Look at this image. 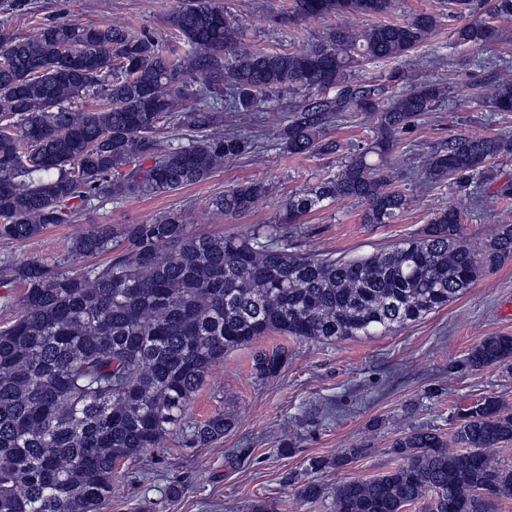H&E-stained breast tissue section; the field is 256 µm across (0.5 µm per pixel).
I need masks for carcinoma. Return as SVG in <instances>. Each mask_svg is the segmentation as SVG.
<instances>
[{
    "label": "carcinoma",
    "instance_id": "1",
    "mask_svg": "<svg viewBox=\"0 0 512 512\" xmlns=\"http://www.w3.org/2000/svg\"><path fill=\"white\" fill-rule=\"evenodd\" d=\"M437 12L367 29L331 28L295 51L244 42L222 0H182L165 20L167 50L155 33L112 23L41 17L32 0H0V12L31 24L26 36L0 34V240L23 243L67 224L94 203L153 197L212 177L251 152L252 140L224 132V113L258 124L268 99L300 89L277 145L291 155L335 153L323 132L348 112L377 117L332 177L289 195L278 224L245 238L192 232L182 212L149 224H92L75 235V268L3 259L4 280L23 288L16 318L0 326V512H99L112 496L115 466L156 448L185 425L194 394L224 354L270 331L307 339L386 334L459 298L484 269L512 258V224L478 245L463 240L461 215L434 214L420 232L368 256L315 258L291 250L281 225L338 199L364 205L366 224H391L407 199L392 187L387 158L396 138L447 97L445 86L357 84L365 62L411 59L443 20L455 45L501 40L494 19L512 0H441ZM391 0H290L278 21L379 15ZM336 89L333 96L327 95ZM512 112V72L496 68L465 102ZM186 143L160 140L165 126ZM512 155V134L451 137L427 156L434 182L489 191L494 160ZM259 180L236 185L211 205L226 215L253 211L269 194ZM108 254L105 264L85 259ZM283 350L261 352L255 368L279 371ZM472 369L512 367V336H488L468 353ZM187 426V425H185ZM232 421L222 412L187 426L183 444L206 446ZM512 442V414L482 396L456 416L454 446L435 429L397 438L396 467L342 483L334 512H498L512 500V466L493 452ZM364 452L344 448L310 460L344 468ZM324 487L299 490L316 502Z\"/></svg>",
    "mask_w": 512,
    "mask_h": 512
}]
</instances>
